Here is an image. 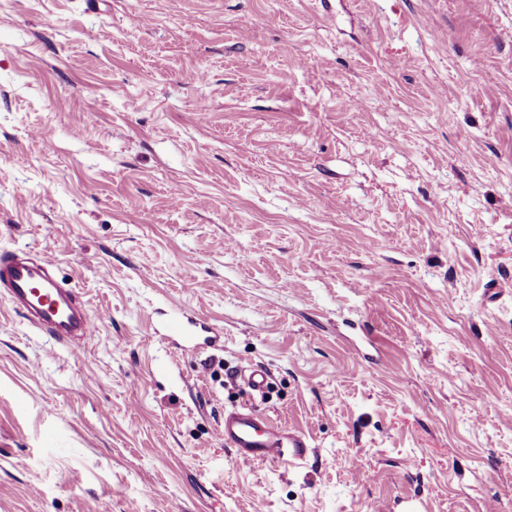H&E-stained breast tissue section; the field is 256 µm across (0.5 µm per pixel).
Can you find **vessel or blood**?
<instances>
[{"mask_svg":"<svg viewBox=\"0 0 512 512\" xmlns=\"http://www.w3.org/2000/svg\"><path fill=\"white\" fill-rule=\"evenodd\" d=\"M54 266V259L48 255H2L0 292L42 334L77 351L88 335L87 311L73 285L53 277ZM220 436L240 457L250 461L299 459L308 448L304 436L284 432L271 420L237 410L225 414Z\"/></svg>","mask_w":512,"mask_h":512,"instance_id":"vessel-or-blood-1","label":"vessel or blood"}]
</instances>
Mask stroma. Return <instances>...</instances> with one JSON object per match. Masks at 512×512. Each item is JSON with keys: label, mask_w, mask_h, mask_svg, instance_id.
<instances>
[{"label": "stroma", "mask_w": 512, "mask_h": 512, "mask_svg": "<svg viewBox=\"0 0 512 512\" xmlns=\"http://www.w3.org/2000/svg\"><path fill=\"white\" fill-rule=\"evenodd\" d=\"M16 250L90 339L0 297V512H512V0H0ZM220 437L240 457L250 461L300 459L310 447L304 436L287 434L270 419L258 420L250 412L237 410L224 413Z\"/></svg>", "instance_id": "obj_1"}]
</instances>
